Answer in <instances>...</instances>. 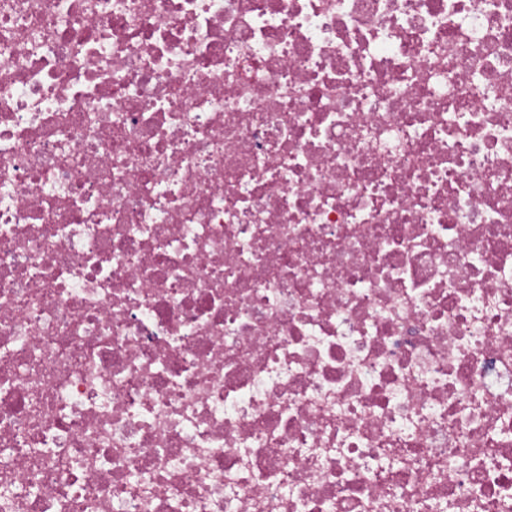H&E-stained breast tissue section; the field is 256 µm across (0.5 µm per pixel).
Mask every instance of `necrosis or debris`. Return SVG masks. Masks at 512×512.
<instances>
[{
    "mask_svg": "<svg viewBox=\"0 0 512 512\" xmlns=\"http://www.w3.org/2000/svg\"><path fill=\"white\" fill-rule=\"evenodd\" d=\"M0 512H512V0H0Z\"/></svg>",
    "mask_w": 512,
    "mask_h": 512,
    "instance_id": "obj_1",
    "label": "necrosis or debris"
}]
</instances>
